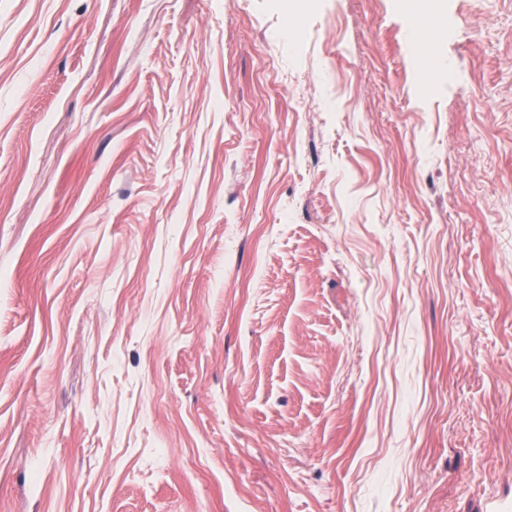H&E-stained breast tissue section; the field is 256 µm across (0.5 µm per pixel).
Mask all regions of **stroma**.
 I'll return each instance as SVG.
<instances>
[{
    "label": "stroma",
    "mask_w": 512,
    "mask_h": 512,
    "mask_svg": "<svg viewBox=\"0 0 512 512\" xmlns=\"http://www.w3.org/2000/svg\"><path fill=\"white\" fill-rule=\"evenodd\" d=\"M0 512H512V0H0Z\"/></svg>",
    "instance_id": "stroma-1"
}]
</instances>
